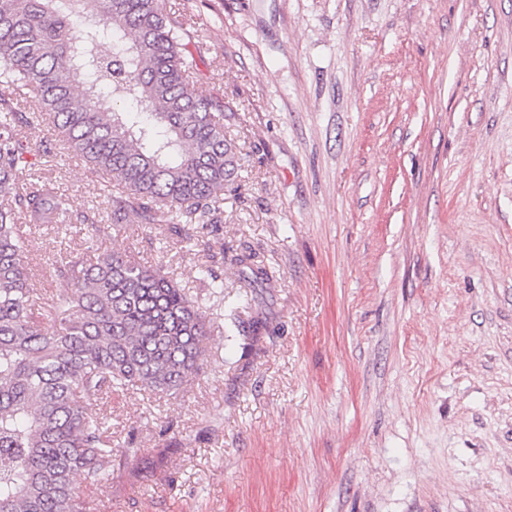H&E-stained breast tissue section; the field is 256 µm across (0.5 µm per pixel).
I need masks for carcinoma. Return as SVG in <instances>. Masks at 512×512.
Segmentation results:
<instances>
[{"mask_svg": "<svg viewBox=\"0 0 512 512\" xmlns=\"http://www.w3.org/2000/svg\"><path fill=\"white\" fill-rule=\"evenodd\" d=\"M184 16L162 0H0V512H88L77 479L112 480V431L91 413L113 392L176 394L198 375L207 304L163 265L98 247L55 265L66 287L47 293L28 272L31 229L99 220L76 215L50 180L22 181L31 148L17 128L47 127L114 189L110 221L169 224L195 238L223 223L239 156L224 131V98L198 79ZM231 265L270 280L255 255ZM199 276L224 298V278ZM223 312L255 346L265 318Z\"/></svg>", "mask_w": 512, "mask_h": 512, "instance_id": "obj_1", "label": "carcinoma"}]
</instances>
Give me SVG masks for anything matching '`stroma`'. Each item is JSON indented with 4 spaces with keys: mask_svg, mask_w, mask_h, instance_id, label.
<instances>
[{
    "mask_svg": "<svg viewBox=\"0 0 512 512\" xmlns=\"http://www.w3.org/2000/svg\"><path fill=\"white\" fill-rule=\"evenodd\" d=\"M175 3L241 147L211 249L110 224L101 180L35 129L32 177L99 222L32 228L29 272L57 291L60 256L101 245L235 295L248 247L269 332L251 354L212 328L184 391L94 403L139 454L91 512H512V0ZM256 254H252L251 252L241 251L236 255L232 256L230 262L231 265L236 267H245L250 271L249 279L250 285L253 284L255 286L262 285L267 281H270V272L266 268L262 261L255 260Z\"/></svg>",
    "mask_w": 512,
    "mask_h": 512,
    "instance_id": "1",
    "label": "stroma"
}]
</instances>
